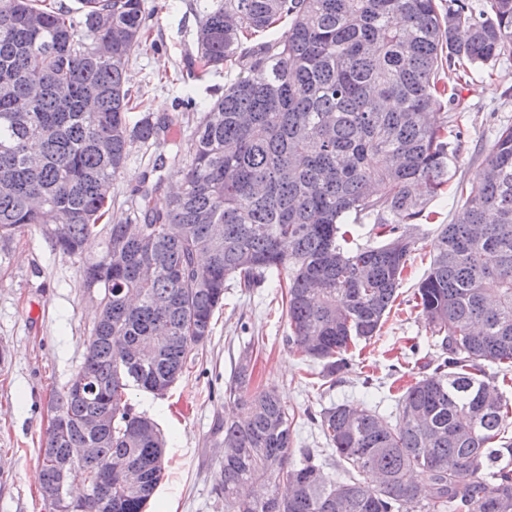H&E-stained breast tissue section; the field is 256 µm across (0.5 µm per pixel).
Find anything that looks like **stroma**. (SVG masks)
Segmentation results:
<instances>
[{"instance_id": "35a3bbf8", "label": "stroma", "mask_w": 512, "mask_h": 512, "mask_svg": "<svg viewBox=\"0 0 512 512\" xmlns=\"http://www.w3.org/2000/svg\"><path fill=\"white\" fill-rule=\"evenodd\" d=\"M153 10L151 37L128 64V86L144 92L147 111L164 107L177 115L182 156H189L196 112L185 109V94L213 100L237 75L223 69L205 80L177 78L196 52L193 0H147ZM463 137L455 181L469 179L485 163L491 130L512 123V58L496 63L492 76L462 87ZM453 197L430 202L436 216L414 231L417 249L403 274L399 306L379 336L358 343V371L322 385L320 364L289 348L284 285L287 272L252 288L228 280L224 305L212 319L204 346L187 358L182 375L165 396L129 388L135 412L152 418L166 440L165 469L149 512H224L215 491L224 459L213 429L236 406L224 390L242 356L253 366V386H276L297 410L317 413L339 404L377 410L389 417L404 387L440 363L442 351L413 300L430 261L431 239L450 223ZM78 258L63 254L35 231L0 242V512H49L40 493L39 448L48 424L50 398L65 390L80 368L97 321L96 294L83 288Z\"/></svg>"}]
</instances>
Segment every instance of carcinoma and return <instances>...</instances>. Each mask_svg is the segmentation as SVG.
<instances>
[{
	"mask_svg": "<svg viewBox=\"0 0 512 512\" xmlns=\"http://www.w3.org/2000/svg\"><path fill=\"white\" fill-rule=\"evenodd\" d=\"M197 2L188 75L240 72L212 102L186 97L200 117L190 160L173 158L181 188L167 206L154 204L163 179L146 172L125 221L103 224L134 145L174 144L180 130L169 115L129 119L142 102L126 66L150 37L147 0H0V241L38 231L107 299L70 380L89 392L50 399L66 427L47 425L39 448L42 493L64 471L85 474L81 512H145L164 440L125 391L175 383L227 280L251 288L288 270V344L324 379L351 372V345L379 335L399 296L409 227L430 219L459 159L460 113L429 114L512 55V0ZM454 196L414 292L446 358L405 389L393 422L347 404L320 413L343 481L295 446V409L274 386L251 388L240 359L229 384L240 414L216 426L224 512H512L511 124ZM344 224L383 240L353 247ZM90 414L106 420L94 435ZM115 454L138 480L93 487ZM281 482L285 497L240 493Z\"/></svg>",
	"mask_w": 512,
	"mask_h": 512,
	"instance_id": "cac0c4a2",
	"label": "carcinoma"
}]
</instances>
